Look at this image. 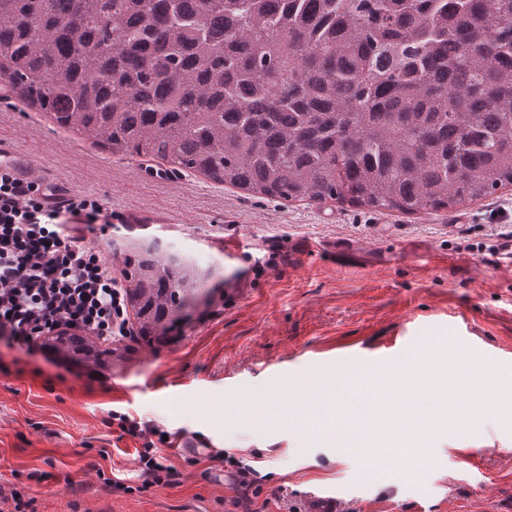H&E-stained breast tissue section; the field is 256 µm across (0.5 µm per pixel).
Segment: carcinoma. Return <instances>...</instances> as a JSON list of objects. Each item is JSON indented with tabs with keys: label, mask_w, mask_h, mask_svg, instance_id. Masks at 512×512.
<instances>
[{
	"label": "carcinoma",
	"mask_w": 512,
	"mask_h": 512,
	"mask_svg": "<svg viewBox=\"0 0 512 512\" xmlns=\"http://www.w3.org/2000/svg\"><path fill=\"white\" fill-rule=\"evenodd\" d=\"M0 0V87L113 152L285 200L415 214L512 186V0ZM137 340L215 270L139 242ZM97 368L128 348L56 333Z\"/></svg>",
	"instance_id": "obj_1"
}]
</instances>
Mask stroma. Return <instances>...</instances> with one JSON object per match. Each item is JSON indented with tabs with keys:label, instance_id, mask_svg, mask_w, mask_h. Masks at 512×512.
<instances>
[{
	"label": "stroma",
	"instance_id": "1",
	"mask_svg": "<svg viewBox=\"0 0 512 512\" xmlns=\"http://www.w3.org/2000/svg\"><path fill=\"white\" fill-rule=\"evenodd\" d=\"M0 141L66 194H90L117 219L87 239L122 277L117 241L158 239L220 276L166 346H136L106 369L0 341V489L31 493L37 512H245L223 464L191 462L183 440L244 458L261 477L268 512L300 507L331 485L349 512H512V429L484 416L476 432L432 445L419 480L364 466L322 441L324 417L295 433L269 417L276 401L309 411L333 381L349 392L424 342H454L512 367V260L489 255L512 226V186L484 199L415 215L284 201L227 188L190 170L93 144L0 93ZM167 430L173 486L124 493L138 482L141 439L107 427L110 411ZM475 453L476 467L457 456ZM44 473L41 484L27 475Z\"/></svg>",
	"mask_w": 512,
	"mask_h": 512
}]
</instances>
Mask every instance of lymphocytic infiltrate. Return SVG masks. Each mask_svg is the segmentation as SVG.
<instances>
[{"instance_id":"1","label":"lymphocytic infiltrate","mask_w":512,"mask_h":512,"mask_svg":"<svg viewBox=\"0 0 512 512\" xmlns=\"http://www.w3.org/2000/svg\"><path fill=\"white\" fill-rule=\"evenodd\" d=\"M112 226V216L93 196L58 198L54 187L0 164V340L34 350L43 334L75 329L108 339L128 335L124 290L83 233L67 224ZM108 424L142 439L140 490L176 484L180 473L164 462L163 430L114 411Z\"/></svg>"}]
</instances>
